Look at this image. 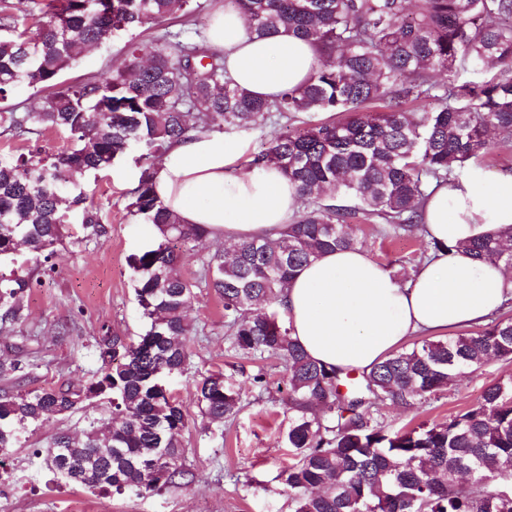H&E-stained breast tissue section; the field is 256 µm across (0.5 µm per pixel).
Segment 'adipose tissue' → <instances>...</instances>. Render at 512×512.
Wrapping results in <instances>:
<instances>
[{
  "label": "adipose tissue",
  "mask_w": 512,
  "mask_h": 512,
  "mask_svg": "<svg viewBox=\"0 0 512 512\" xmlns=\"http://www.w3.org/2000/svg\"><path fill=\"white\" fill-rule=\"evenodd\" d=\"M207 44L223 54L236 84L266 99L300 86L318 65L311 43L251 34L244 14L231 7L216 15ZM232 157L220 132L175 142L160 160L154 190L182 223L206 226L211 239L280 237L298 210L294 185L273 165L229 176ZM422 224L441 248L408 282L360 249L326 252L297 270L281 302L311 359L343 374L367 372L411 336L483 324L512 299V272L461 248L512 225V172H471L432 186Z\"/></svg>",
  "instance_id": "ef3b65f1"
}]
</instances>
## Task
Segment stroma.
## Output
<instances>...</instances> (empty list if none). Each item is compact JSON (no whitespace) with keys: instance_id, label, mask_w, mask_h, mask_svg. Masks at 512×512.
I'll use <instances>...</instances> for the list:
<instances>
[{"instance_id":"stroma-1","label":"stroma","mask_w":512,"mask_h":512,"mask_svg":"<svg viewBox=\"0 0 512 512\" xmlns=\"http://www.w3.org/2000/svg\"><path fill=\"white\" fill-rule=\"evenodd\" d=\"M160 36L157 29L120 33L80 56L62 79L76 83L120 67L131 46H158ZM286 128L283 120L249 129L226 128L225 142L240 148L230 175H245L274 131ZM138 156L137 150H129L110 170L82 178L89 203L110 229L108 237L86 240L80 225H70L49 271L38 267L27 249L18 251V266L40 282L20 301L22 319L0 322V362L19 359L26 365L22 384L0 380V392L19 386L34 390L49 384L91 383L102 366L97 345L101 336L130 340L149 328L129 266L130 256L154 240L151 226L131 207V191L142 170ZM362 227L369 234L364 250L370 258L399 274L417 265L416 235L382 241L373 237V223L363 222ZM188 316L193 324L187 338L189 364L184 373L168 378L167 389L188 414L181 444L192 482L143 496L129 491L104 496L65 482L48 469L42 452L55 433L65 430L80 437L90 422L110 416L109 404L95 398L72 414L33 428L20 445L0 454V512H293L294 503L279 479L291 458L285 441L289 413L283 364L274 358L252 361L230 351L224 334V302L212 289L197 288ZM260 370L266 382L259 388L252 376ZM217 373L240 393L238 412L220 427L208 424L194 396L196 382ZM508 378H512V361L489 360L436 400L412 409L383 406L382 422L398 430L447 421L473 404L488 386Z\"/></svg>"}]
</instances>
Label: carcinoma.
Instances as JSON below:
<instances>
[{
    "mask_svg": "<svg viewBox=\"0 0 512 512\" xmlns=\"http://www.w3.org/2000/svg\"><path fill=\"white\" fill-rule=\"evenodd\" d=\"M195 0H3L0 101L21 86L49 92L40 111L0 108V129L27 135L59 129L70 146L33 160L0 157V320L21 318L30 276L1 265L23 243L49 262L65 225L86 240L108 234L77 181L110 168L130 148L143 169L132 207L157 234L129 258L150 328L137 342L103 337L100 376L86 386H46L0 395V451L33 425L64 416L83 400L110 395L112 419L84 438L56 434L48 467L70 483L137 494L181 484L180 437L188 416L163 379L185 371L187 310L205 283L224 301V328L236 354L285 362L292 458L280 473L294 512H512V379L484 390L448 421L390 432L378 406L429 402L492 358L512 360V316L446 339L397 350L360 375L340 377L309 358L291 336L279 298L295 271L322 253L363 246L357 215L385 239L420 224L433 181H448L489 151L491 131L512 135V0H222L240 9L259 37L285 33L313 43L319 68L273 100L224 78V56L194 29ZM183 28L141 64L74 84L59 82L88 47L114 33ZM299 113H330L274 135L249 163L273 164L296 185L301 209L277 239L257 236L201 258L200 278L181 268L200 224H182L153 187V159L189 134L261 126ZM349 199L354 205H343ZM512 226L465 245L479 260L512 269ZM200 412L224 422L240 393L221 374L195 388Z\"/></svg>",
    "mask_w": 512,
    "mask_h": 512,
    "instance_id": "1",
    "label": "carcinoma"
}]
</instances>
